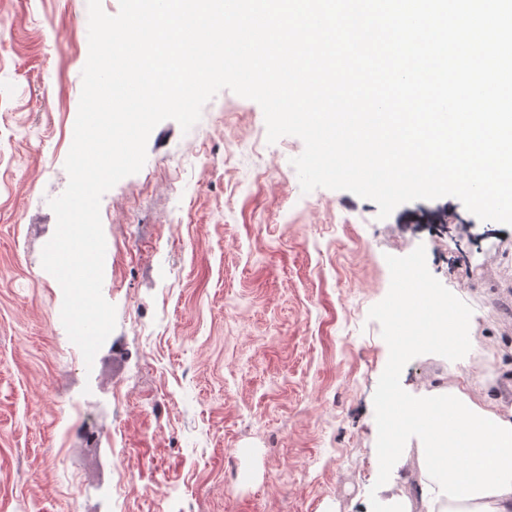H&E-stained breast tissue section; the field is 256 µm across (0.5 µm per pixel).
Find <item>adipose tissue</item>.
<instances>
[{"label": "adipose tissue", "instance_id": "1", "mask_svg": "<svg viewBox=\"0 0 512 512\" xmlns=\"http://www.w3.org/2000/svg\"><path fill=\"white\" fill-rule=\"evenodd\" d=\"M409 418L425 446L386 512H512V408L452 384L426 391Z\"/></svg>", "mask_w": 512, "mask_h": 512}]
</instances>
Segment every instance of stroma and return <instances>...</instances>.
<instances>
[{
	"instance_id": "stroma-1",
	"label": "stroma",
	"mask_w": 512,
	"mask_h": 512,
	"mask_svg": "<svg viewBox=\"0 0 512 512\" xmlns=\"http://www.w3.org/2000/svg\"><path fill=\"white\" fill-rule=\"evenodd\" d=\"M88 53L87 0H0V512H370L389 349L368 312L386 255L420 245L473 310L487 383L425 354L403 389L512 407V226L453 196L381 220L351 192L302 193V140L268 143L261 107L227 89L190 131L157 125L103 195L117 325L86 365L42 251Z\"/></svg>"
}]
</instances>
